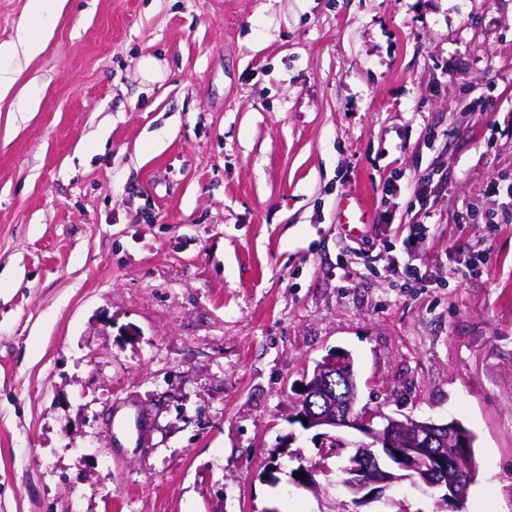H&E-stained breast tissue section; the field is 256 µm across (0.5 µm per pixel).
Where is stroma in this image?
<instances>
[{
	"mask_svg": "<svg viewBox=\"0 0 512 512\" xmlns=\"http://www.w3.org/2000/svg\"><path fill=\"white\" fill-rule=\"evenodd\" d=\"M34 20L0 0V44L27 22L43 40L0 96V512H341L292 474L340 462L296 420L334 350L360 403L471 432L467 512H512V224L487 225L512 212V0H63ZM432 171L448 185L416 207ZM365 241L432 287L366 269ZM387 498L435 508L404 480L358 512ZM446 180L448 182V176L446 177L443 173H441L435 185L434 174H427L412 181L410 184V189L412 191V195L416 198V201L419 203L420 207L424 206L425 201L432 193L433 189L438 186V184H444Z\"/></svg>",
	"mask_w": 512,
	"mask_h": 512,
	"instance_id": "35a3bbf8",
	"label": "stroma"
}]
</instances>
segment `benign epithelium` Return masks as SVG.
<instances>
[{
  "label": "benign epithelium",
  "instance_id": "obj_1",
  "mask_svg": "<svg viewBox=\"0 0 512 512\" xmlns=\"http://www.w3.org/2000/svg\"><path fill=\"white\" fill-rule=\"evenodd\" d=\"M357 386L351 359L346 354H330L317 365L313 376L304 384L298 399V418L307 419L309 428H325L338 433L353 429L375 439L391 450L393 463L401 471L416 470L422 482L437 487L442 492L440 503H453L466 493L473 483L475 469L451 470L446 466L435 467L440 460L437 448L448 443L457 446L461 453L471 450V433L460 423L450 421L434 423L414 419H398L381 412L356 408ZM376 418L382 419L379 428L373 426ZM359 453L341 469V485L355 505L370 497L367 489L376 483H388L395 476L380 466L377 455Z\"/></svg>",
  "mask_w": 512,
  "mask_h": 512
}]
</instances>
